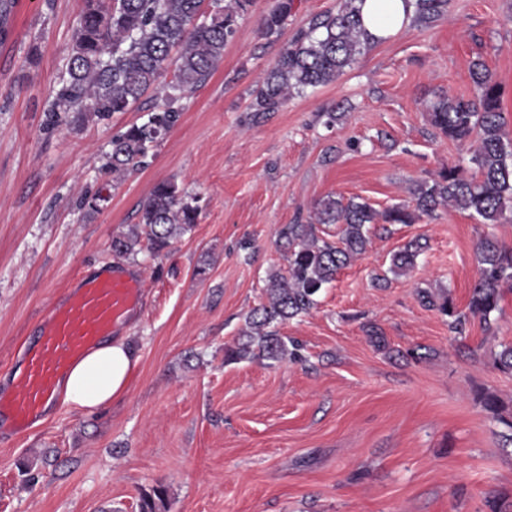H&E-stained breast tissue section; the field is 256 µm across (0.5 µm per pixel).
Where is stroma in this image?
<instances>
[{
    "label": "stroma",
    "mask_w": 512,
    "mask_h": 512,
    "mask_svg": "<svg viewBox=\"0 0 512 512\" xmlns=\"http://www.w3.org/2000/svg\"><path fill=\"white\" fill-rule=\"evenodd\" d=\"M85 0H15L0 33V391L38 319L96 267L139 272L145 302L123 338L138 359L127 393L106 407L64 404L25 436L0 435V512H512V373L494 358L512 344V290L490 323L462 332L426 295L466 312L489 235L512 247V214L484 224L437 208L411 224L373 226L366 252L306 315L278 325L300 358L228 363L268 274L285 269L278 231L308 223L332 196L376 210L412 201L443 168L474 172V147L432 127L427 104L469 97L482 60L502 89L512 141V0H448L447 15L375 43L332 84L257 114L252 92L293 35L336 0H294L280 34L253 0L206 82L174 104L180 117L149 164L116 185L99 169L130 112L52 124ZM335 110L336 121L323 114ZM197 198L198 220L170 251L113 253L160 181ZM103 192L98 212L80 198ZM417 266L390 274L410 240ZM497 396L502 417L484 409Z\"/></svg>",
    "instance_id": "1"
}]
</instances>
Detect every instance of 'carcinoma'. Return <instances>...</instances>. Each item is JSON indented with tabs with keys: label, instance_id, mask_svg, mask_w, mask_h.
Wrapping results in <instances>:
<instances>
[{
	"label": "carcinoma",
	"instance_id": "cac0c4a2",
	"mask_svg": "<svg viewBox=\"0 0 512 512\" xmlns=\"http://www.w3.org/2000/svg\"><path fill=\"white\" fill-rule=\"evenodd\" d=\"M253 0H86L73 33L66 75L55 91L53 112L72 123L93 114L105 118L133 108L150 90L159 104L147 120L112 137L101 174L120 179L146 164L149 152L178 121L173 103L205 83L224 58L238 20ZM413 21L430 26L448 12V0H413ZM293 9V0H274L262 21L264 35L280 31ZM374 44L365 29L356 0H338L336 10L313 16L280 52L266 72L251 104L254 112H276L309 88L336 81L357 56ZM476 95L470 99L441 96L427 106L438 132L461 143L472 139L476 174L457 167L416 184L414 206L395 205L383 212L365 201L329 197L315 209V222L286 224L279 240L286 251L285 271L270 273L263 286L265 301L245 318L236 346L224 351V361L262 358L272 363L294 355V339L275 327L307 314L321 291L361 255L372 225L411 224L440 205H452L477 215L483 224H497L512 212V151L505 143L500 87L481 60L470 66ZM197 199L186 200L169 179L157 183L141 209L140 223L112 239L118 255L136 252L141 241L154 254L168 249L197 223ZM339 225L330 242L317 234V225ZM426 244L408 242L393 255L389 271L396 276L414 269ZM479 278L468 313H459L446 295L437 308L458 328L468 316L489 322L498 310L503 288L512 287V248L485 236L478 245Z\"/></svg>",
	"mask_w": 512,
	"mask_h": 512
}]
</instances>
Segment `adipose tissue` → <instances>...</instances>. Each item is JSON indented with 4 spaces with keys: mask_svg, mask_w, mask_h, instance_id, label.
I'll use <instances>...</instances> for the list:
<instances>
[{
    "mask_svg": "<svg viewBox=\"0 0 512 512\" xmlns=\"http://www.w3.org/2000/svg\"><path fill=\"white\" fill-rule=\"evenodd\" d=\"M359 8L365 28L376 40L398 33L412 14L411 0H361ZM136 364L124 342L105 339L73 365L59 397L78 409L103 407L126 393Z\"/></svg>",
    "mask_w": 512,
    "mask_h": 512,
    "instance_id": "1",
    "label": "adipose tissue"
}]
</instances>
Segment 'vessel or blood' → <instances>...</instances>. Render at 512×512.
Returning <instances> with one entry per match:
<instances>
[{
	"instance_id": "vessel-or-blood-1",
	"label": "vessel or blood",
	"mask_w": 512,
	"mask_h": 512,
	"mask_svg": "<svg viewBox=\"0 0 512 512\" xmlns=\"http://www.w3.org/2000/svg\"><path fill=\"white\" fill-rule=\"evenodd\" d=\"M143 296L140 276L123 267L78 278L40 321L9 392L0 393V431L21 434L41 420L74 363L103 339L124 331Z\"/></svg>"
}]
</instances>
